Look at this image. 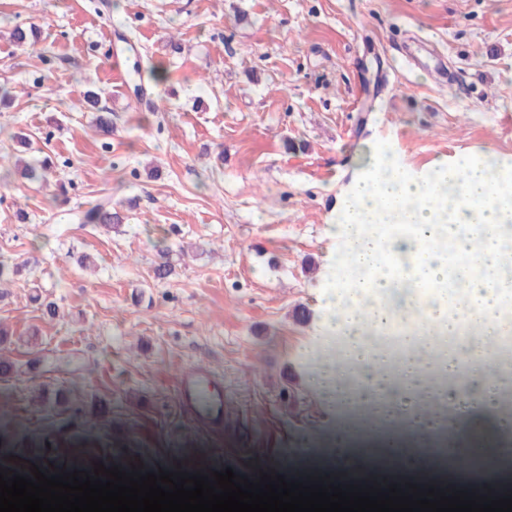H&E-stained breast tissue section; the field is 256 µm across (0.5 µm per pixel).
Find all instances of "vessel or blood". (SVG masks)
<instances>
[{"label": "vessel or blood", "mask_w": 512, "mask_h": 512, "mask_svg": "<svg viewBox=\"0 0 512 512\" xmlns=\"http://www.w3.org/2000/svg\"><path fill=\"white\" fill-rule=\"evenodd\" d=\"M180 404L205 424L224 422V392L216 383L212 372L202 367L184 370L177 383Z\"/></svg>", "instance_id": "b4317fda"}]
</instances>
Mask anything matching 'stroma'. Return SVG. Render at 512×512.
Here are the masks:
<instances>
[{
  "mask_svg": "<svg viewBox=\"0 0 512 512\" xmlns=\"http://www.w3.org/2000/svg\"><path fill=\"white\" fill-rule=\"evenodd\" d=\"M18 25L40 29L34 46ZM0 84V158L52 162L48 182L0 180V260L24 267L0 283L12 474L310 483L371 456L433 471L475 439L478 464L512 454L493 415L453 402L446 432L376 447L305 360L328 351L329 226L373 146L416 172L512 159V0H0ZM104 199L123 223H88ZM196 364L224 388L222 426L176 398Z\"/></svg>",
  "mask_w": 512,
  "mask_h": 512,
  "instance_id": "35a3bbf8",
  "label": "stroma"
}]
</instances>
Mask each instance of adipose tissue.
<instances>
[{
  "mask_svg": "<svg viewBox=\"0 0 512 512\" xmlns=\"http://www.w3.org/2000/svg\"><path fill=\"white\" fill-rule=\"evenodd\" d=\"M330 233L340 246L322 329L342 341L346 366L360 380L348 403L373 401L389 385V360L369 348L370 330L420 310L421 320L401 326L405 390L428 394L424 348L433 336L465 334L462 405L496 412L499 381L486 355L490 343L512 335V176L492 179L466 158L415 173L381 145L338 204Z\"/></svg>",
  "mask_w": 512,
  "mask_h": 512,
  "instance_id": "adipose-tissue-1",
  "label": "adipose tissue"
}]
</instances>
